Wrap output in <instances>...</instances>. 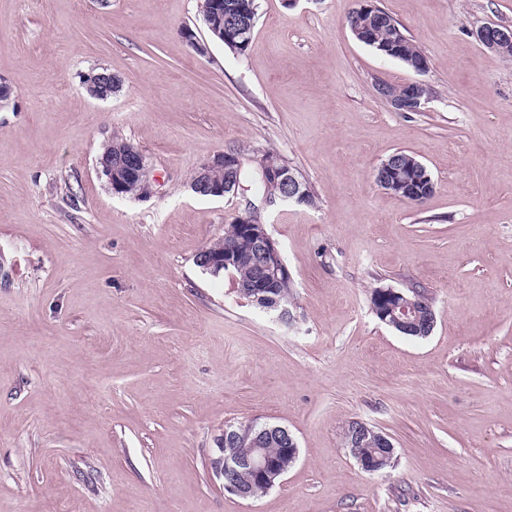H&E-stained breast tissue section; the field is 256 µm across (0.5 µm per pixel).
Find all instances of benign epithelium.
Masks as SVG:
<instances>
[{
  "label": "benign epithelium",
  "instance_id": "obj_1",
  "mask_svg": "<svg viewBox=\"0 0 512 512\" xmlns=\"http://www.w3.org/2000/svg\"><path fill=\"white\" fill-rule=\"evenodd\" d=\"M204 6L214 12V23L218 31H224V24L230 21V14L224 12V4L219 0H204ZM478 41L490 50H506L512 47V26L486 25L476 31ZM115 78L108 70H103L90 76L85 83V90L94 98L105 99L112 92ZM414 92L410 98H393L386 87L377 84L376 92L396 112H417L427 99L426 86L422 83H413ZM260 168L263 181L278 188V193L271 198L282 203H301L307 197L308 189L295 171L275 157L261 155L255 158ZM239 160L227 157V152L214 154L197 168L190 182L191 190L198 196L220 199L237 193L240 183L234 176L236 164ZM219 169L224 170V181L213 180V173ZM98 170L105 177L112 195L123 197L128 182H133L138 188V197L145 198L153 194L154 182L149 177L146 157L136 147L129 146L116 156L102 157L98 160ZM379 183L384 185H403V167L401 159L394 154L385 159L379 166ZM238 231L235 241L224 247V252L211 254L203 249L196 255V263L205 272L217 275L224 272L233 275L231 266L235 265V254L246 252L251 258L253 266L259 274L258 284L243 289V293L253 294L251 302L260 306L261 310L273 315L277 320L288 323L293 316L288 300L276 294V289L283 284L294 285L292 275L285 265L278 241L267 229V225L258 220L251 219L250 213H241L236 216ZM386 293L393 303L385 311L373 310L380 321L401 334H414L426 337L430 335L435 326V313L433 307L416 297H406L403 293L390 287ZM373 435V442L377 445V452L373 456L364 457L359 454L361 431L347 427L344 433V445L356 460L362 470L374 474L383 470V467L395 453V447L389 436L385 433L369 428ZM220 447L231 443L237 448H251L253 452L239 457H225L223 455L213 459V472L216 478L222 481L225 490L248 500L252 498L251 487L255 482H262L270 488L285 473L278 468L270 457L263 452V448L277 443L288 449L292 458L298 456L296 438L288 428L268 423L258 425L254 422L224 428L218 439Z\"/></svg>",
  "mask_w": 512,
  "mask_h": 512
}]
</instances>
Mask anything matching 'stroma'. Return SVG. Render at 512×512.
Instances as JSON below:
<instances>
[{
  "label": "stroma",
  "instance_id": "stroma-1",
  "mask_svg": "<svg viewBox=\"0 0 512 512\" xmlns=\"http://www.w3.org/2000/svg\"><path fill=\"white\" fill-rule=\"evenodd\" d=\"M373 2L425 71L354 38L356 0H258L242 55L200 0H0V512H512V60L475 37L512 25V0ZM97 67L121 82L105 100L81 84ZM381 80L428 99L394 111ZM115 135L152 197L99 176ZM229 149L276 151L314 194L258 210L292 325L194 263L255 197L190 191ZM401 150L434 181L423 204L375 182ZM382 286L425 290L432 334L381 323ZM354 421L390 436L394 467L360 469ZM250 422L299 455L245 501L211 460Z\"/></svg>",
  "mask_w": 512,
  "mask_h": 512
}]
</instances>
